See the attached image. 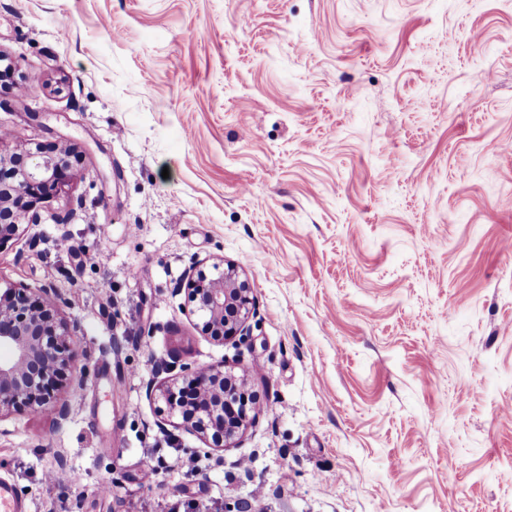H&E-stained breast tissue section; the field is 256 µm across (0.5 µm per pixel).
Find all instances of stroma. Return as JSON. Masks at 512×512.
I'll list each match as a JSON object with an SVG mask.
<instances>
[{
  "instance_id": "1",
  "label": "stroma",
  "mask_w": 512,
  "mask_h": 512,
  "mask_svg": "<svg viewBox=\"0 0 512 512\" xmlns=\"http://www.w3.org/2000/svg\"><path fill=\"white\" fill-rule=\"evenodd\" d=\"M0 63V136L82 154L0 248L90 366L0 421L27 512H512V0H0ZM220 260L237 344L171 293ZM161 360L246 376L238 447L159 432Z\"/></svg>"
}]
</instances>
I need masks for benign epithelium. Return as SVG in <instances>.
<instances>
[{
    "label": "benign epithelium",
    "instance_id": "benign-epithelium-1",
    "mask_svg": "<svg viewBox=\"0 0 512 512\" xmlns=\"http://www.w3.org/2000/svg\"><path fill=\"white\" fill-rule=\"evenodd\" d=\"M78 152L67 146L13 151L0 146V246L15 236L23 223H40L41 211L62 193L75 176ZM187 291L190 312L201 331L221 343L250 336L255 302L249 282L232 267L194 262L177 291ZM66 298L48 285L32 292L22 286L0 291V418L10 414L49 412L57 426L70 416V405L58 397L62 388L83 387L89 375L86 354L70 340L82 335L78 322L61 317ZM167 370L158 363L147 396L158 407L160 431L168 427L193 435L215 448H232L262 413L256 396L243 379L224 369V362L184 367L181 382L156 385Z\"/></svg>",
    "mask_w": 512,
    "mask_h": 512
}]
</instances>
